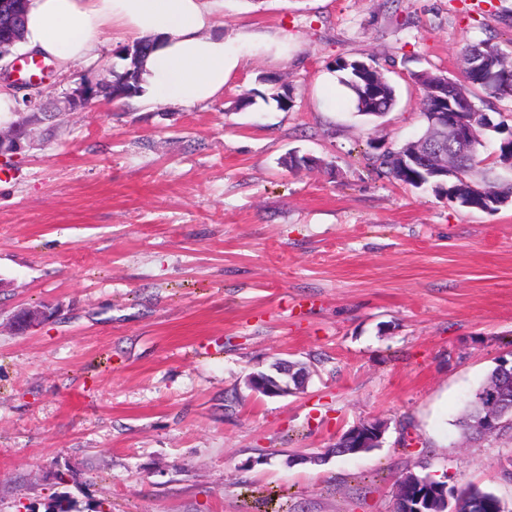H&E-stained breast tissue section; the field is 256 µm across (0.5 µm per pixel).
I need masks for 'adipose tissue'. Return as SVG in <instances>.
Returning a JSON list of instances; mask_svg holds the SVG:
<instances>
[{
  "mask_svg": "<svg viewBox=\"0 0 512 512\" xmlns=\"http://www.w3.org/2000/svg\"><path fill=\"white\" fill-rule=\"evenodd\" d=\"M224 0H24L21 50L62 65L97 58L101 36L149 42L141 86L171 107L208 104L247 64L252 34L224 37Z\"/></svg>",
  "mask_w": 512,
  "mask_h": 512,
  "instance_id": "adipose-tissue-1",
  "label": "adipose tissue"
}]
</instances>
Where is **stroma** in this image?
Listing matches in <instances>:
<instances>
[{
    "label": "stroma",
    "mask_w": 512,
    "mask_h": 512,
    "mask_svg": "<svg viewBox=\"0 0 512 512\" xmlns=\"http://www.w3.org/2000/svg\"><path fill=\"white\" fill-rule=\"evenodd\" d=\"M242 27L262 43L213 103L70 110L124 71L109 45L44 79L47 120L0 157V512H394L410 472L512 512V440L455 424L512 351V205L470 211L368 158L424 131L410 72L459 77L465 42L512 39V0H224ZM343 56L389 66L383 120L357 115ZM294 150L316 166L283 167ZM36 305L51 318L13 331ZM278 358L307 363L304 391H251ZM372 418L379 448L331 454Z\"/></svg>",
    "instance_id": "obj_1"
}]
</instances>
